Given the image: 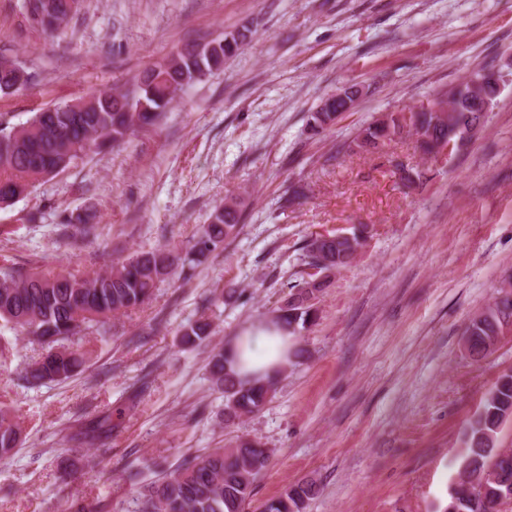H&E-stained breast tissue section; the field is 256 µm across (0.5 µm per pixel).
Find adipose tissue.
Masks as SVG:
<instances>
[{"mask_svg": "<svg viewBox=\"0 0 512 512\" xmlns=\"http://www.w3.org/2000/svg\"><path fill=\"white\" fill-rule=\"evenodd\" d=\"M231 346L240 355L242 371L271 377L276 376L291 349L287 332L271 323L233 337Z\"/></svg>", "mask_w": 512, "mask_h": 512, "instance_id": "obj_1", "label": "adipose tissue"}]
</instances>
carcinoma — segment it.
Listing matches in <instances>:
<instances>
[{
	"instance_id": "obj_1",
	"label": "carcinoma",
	"mask_w": 512,
	"mask_h": 512,
	"mask_svg": "<svg viewBox=\"0 0 512 512\" xmlns=\"http://www.w3.org/2000/svg\"><path fill=\"white\" fill-rule=\"evenodd\" d=\"M28 19L43 30L53 32L69 21L73 12L62 11L54 22L40 18L39 4L26 0ZM235 48L219 37L192 45L169 61L166 77L158 79L143 71L126 92L99 91L77 110L73 102L39 109L24 123L12 125L0 116V207L8 206L27 193L37 181L65 171L75 161L102 149L106 142L122 141L136 129L154 125L173 102L176 86L203 81L224 67V59ZM36 75L16 59L0 53V93L3 87L32 83ZM326 99L313 115L315 127L324 128L336 121ZM413 117L424 135L415 138V150L424 158L434 155L440 141L463 139L469 126L481 118L469 81L455 87L453 109L448 112H416ZM401 113L391 112L361 128L355 146L366 152L381 151L400 137ZM394 173L401 182L412 184L424 172L392 159ZM241 221L238 208L217 207L210 222L186 254L161 247L135 253L103 272L82 275L60 269L51 272L23 273L12 266L0 265V321L24 332L31 341L48 351L26 372L29 387L65 382L75 374L91 354L70 347L69 342L84 330L106 324L114 314L128 312L148 302L158 283L177 267L203 264L224 241L234 234ZM64 228H72L75 243H88L98 237V225L77 218L67 219ZM367 226L354 228L351 239L319 242L312 238L305 246L308 263L331 258L337 270L355 258L362 246ZM307 282L291 286L288 299L278 307L276 325L293 335L308 328L317 319V310L303 303ZM512 323V283L494 302L468 324L465 335L473 359L489 351ZM212 335L211 323L200 318L183 326L179 343L197 347ZM212 385L224 394V421L233 422L255 413L270 400L277 379L240 376L235 359L222 347L212 351L208 362ZM512 418V373L500 377L487 394L479 412L465 428V448L459 467V489L448 493L443 512H494L493 506L512 499V451L498 446L502 424ZM112 435V416L104 415L88 425H80L69 435L77 444L93 445ZM22 443L15 416L0 406V458L13 453ZM268 449L253 441H240L227 448L186 459L175 468L161 472L146 484L139 474H129L138 485L134 512H244L251 501L259 474L269 465ZM319 492L311 479L289 487L264 505L263 512H304L307 502Z\"/></svg>"
}]
</instances>
